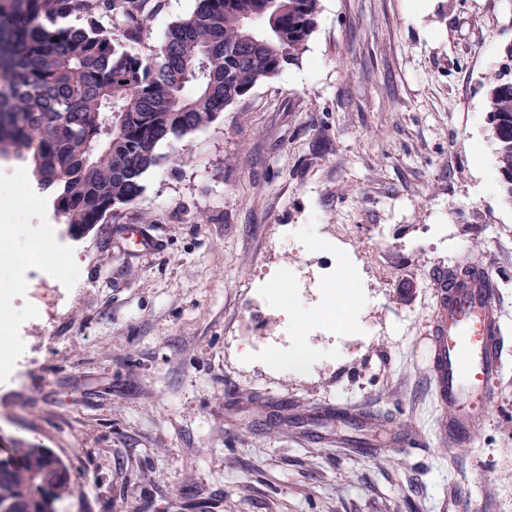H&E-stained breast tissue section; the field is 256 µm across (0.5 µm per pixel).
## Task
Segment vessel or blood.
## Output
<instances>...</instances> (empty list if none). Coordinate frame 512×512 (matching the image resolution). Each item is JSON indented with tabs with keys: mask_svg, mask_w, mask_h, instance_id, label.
Listing matches in <instances>:
<instances>
[{
	"mask_svg": "<svg viewBox=\"0 0 512 512\" xmlns=\"http://www.w3.org/2000/svg\"><path fill=\"white\" fill-rule=\"evenodd\" d=\"M429 361L449 446L471 439L487 418L503 367V320L488 268L464 279L440 273Z\"/></svg>",
	"mask_w": 512,
	"mask_h": 512,
	"instance_id": "vessel-or-blood-1",
	"label": "vessel or blood"
}]
</instances>
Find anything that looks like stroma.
Here are the masks:
<instances>
[{
	"instance_id": "35a3bbf8",
	"label": "stroma",
	"mask_w": 512,
	"mask_h": 512,
	"mask_svg": "<svg viewBox=\"0 0 512 512\" xmlns=\"http://www.w3.org/2000/svg\"><path fill=\"white\" fill-rule=\"evenodd\" d=\"M410 4L319 0L299 64L178 161L160 144L142 195L0 308L27 339L20 379L0 377V437L67 467L58 512H512V352L486 422L448 448L427 340L461 254L491 270L512 337V202L482 191L512 0ZM195 7L160 0L144 48ZM301 254L348 272L362 307L339 336L289 330L316 354L297 374L269 366L285 346L250 315L256 275Z\"/></svg>"
}]
</instances>
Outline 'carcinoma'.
<instances>
[{"mask_svg":"<svg viewBox=\"0 0 512 512\" xmlns=\"http://www.w3.org/2000/svg\"><path fill=\"white\" fill-rule=\"evenodd\" d=\"M153 0H0V158L32 167L66 231L78 238L135 202L161 156L258 84L297 63L318 0H199L147 57L131 44ZM89 23H68L76 11ZM115 21L121 33L98 24ZM499 184L512 200V43L485 77ZM62 465L44 448L0 460V512L38 503L39 474Z\"/></svg>","mask_w":512,"mask_h":512,"instance_id":"carcinoma-1","label":"carcinoma"}]
</instances>
